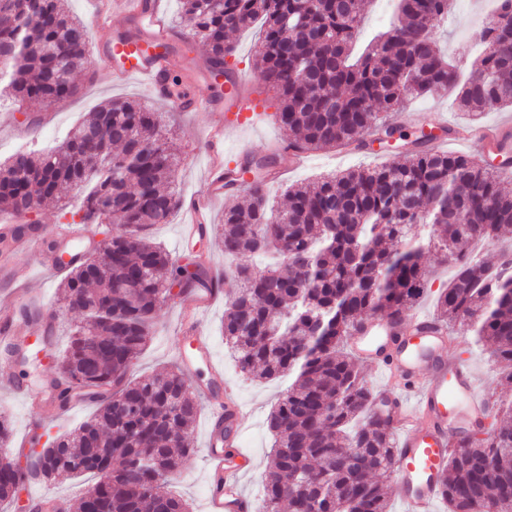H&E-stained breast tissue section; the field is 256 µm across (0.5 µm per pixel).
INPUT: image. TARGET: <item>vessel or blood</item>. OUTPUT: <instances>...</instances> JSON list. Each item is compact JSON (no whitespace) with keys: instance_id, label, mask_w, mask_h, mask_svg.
<instances>
[{"instance_id":"b4317fda","label":"vessel or blood","mask_w":512,"mask_h":512,"mask_svg":"<svg viewBox=\"0 0 512 512\" xmlns=\"http://www.w3.org/2000/svg\"><path fill=\"white\" fill-rule=\"evenodd\" d=\"M116 14L123 16V26H113ZM93 21L112 32L111 38L96 41L92 63L111 70L113 82L137 79L154 96L171 100L179 111L210 110L224 115L223 125L215 127L205 143L212 159L206 190L183 211L182 238L191 240L208 226L212 204L229 192L224 185L225 130L254 128L267 120L268 113L257 96L243 92L245 80L241 77L226 80L223 88L207 97L190 91L177 98L170 96L166 77L175 62L171 48L180 35L167 24L160 0H99ZM92 243L90 231L82 226H32L17 212L0 220V247L33 252L36 265L44 269L63 272L77 266ZM30 303L28 294L18 293L12 304L0 311L1 345L23 341L50 347L52 322L37 324L19 314L20 308ZM353 336L352 349L358 357L380 368L394 365L417 381L408 399L390 402L386 420L400 433L397 495L406 512H431L440 492L437 477L448 462L449 442L489 423L485 395L472 367L448 357V330L433 318L403 313L367 317ZM187 342L177 353L181 367L190 372L200 364L210 366V380L196 391L205 400L217 398L224 373L213 364L207 336L197 329ZM244 417L245 410L235 397L209 416L205 446L214 481L206 512H253L240 487V472L251 462L238 446Z\"/></svg>"}]
</instances>
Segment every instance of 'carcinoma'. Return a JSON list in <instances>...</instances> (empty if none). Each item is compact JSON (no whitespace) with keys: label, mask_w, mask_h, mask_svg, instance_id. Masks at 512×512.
<instances>
[{"label":"carcinoma","mask_w":512,"mask_h":512,"mask_svg":"<svg viewBox=\"0 0 512 512\" xmlns=\"http://www.w3.org/2000/svg\"><path fill=\"white\" fill-rule=\"evenodd\" d=\"M179 2L214 75L228 73L229 35L262 21L254 68L294 150L360 148L367 132L388 149L399 127L383 113L410 97L456 89L468 112L512 106V0H499L464 79L433 39L452 0H396L391 28L353 63L360 0ZM87 42L64 0H0V83L14 109L71 97L74 75L87 69ZM94 129L100 137L85 139ZM428 142L422 132L403 160L291 187L284 208L267 195L277 156L246 157L224 173L229 186L250 175L249 202L224 210L221 225L239 282L225 304L224 339L243 375L292 377L268 417L264 512H389L392 427L372 412L375 394L344 347L363 316L406 311L428 289L412 244L419 225L451 271L436 300L442 320L490 346L512 385V251L495 263L474 252L512 231V186L492 165L430 151ZM179 163L158 113L112 99L59 145L19 150L0 165V211L26 214L73 198L80 224L107 227L102 256L87 257L62 285L66 309L82 319L57 368L58 389H100L102 402L73 434L43 448L41 474L28 473L22 452L0 455V504L32 478L92 472L97 480L76 512H190L168 485L194 452L193 390L177 368L126 381L170 288L208 285L200 264L176 262L147 235L181 204L172 187ZM495 417L493 438L476 431L448 443V512H512V401H499Z\"/></svg>","instance_id":"1"}]
</instances>
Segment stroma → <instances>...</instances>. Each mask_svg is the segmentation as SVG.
<instances>
[{
    "mask_svg": "<svg viewBox=\"0 0 512 512\" xmlns=\"http://www.w3.org/2000/svg\"><path fill=\"white\" fill-rule=\"evenodd\" d=\"M494 13L486 0H453L447 20L436 29L435 41L439 50L456 59L462 69H469L476 53L475 42L479 32L486 26ZM77 94L70 100L48 107L32 106L29 112L13 111L9 102L0 103V162L5 161L19 149H44L57 145L68 132L80 123L88 112L109 100L122 98L150 104L161 112L168 123L171 137L181 156V164L174 173L183 198L199 194L205 183L208 158L204 150V135L209 126L219 124V115L211 112H178L164 100L152 95L138 80L122 84L113 83L109 76L95 68H88L76 79ZM392 119L403 133L389 150H354L351 148H326L308 152L303 166L288 172L269 186L275 203H283V194L294 184L307 183L328 172L344 171L365 166L389 163L410 153L413 141L420 130L437 131L442 125L469 126L468 116L461 112L456 103L455 93L448 92L427 95L405 103L403 109L393 113ZM290 133L278 124H270L256 130L244 132L227 131L224 135V151L237 155L240 148H247L249 155L264 156L279 146L291 141ZM245 193L238 192L225 197L214 205L211 212L212 226L208 235L191 248L179 247L181 214L173 212L167 223L150 228L152 240L171 253L179 254L183 263L195 262L198 255L209 254L208 272L220 273L229 266L224 256L218 226L225 209L244 203ZM421 263L429 278L427 295L416 307L417 312L433 315L434 304L440 288L448 281V269L440 251L429 241H422ZM19 274L16 283L0 285V308L9 306L15 288H24L40 296L44 312L57 324L58 344L48 351L32 345L25 350L24 361L15 363L9 372L0 371V403L11 421L13 442H20L23 436L41 434L43 439H52L73 430L83 421L92 417L96 404H88L68 414L61 422L44 419L41 408H28L25 403L12 399L6 389L8 378H16L24 384L27 393L36 399L42 398L46 388L44 376L54 366L57 354L63 353L68 345V332L78 320L77 314L60 305V286L63 276L46 272L35 267L29 258L16 255L12 259ZM224 320L223 301L214 302L201 315L198 325L211 339L214 357L224 367V378L234 385L236 392L247 410L242 430L241 446L252 455L253 469L243 479L245 493L254 504L262 502V482L267 470L268 451L272 443L266 427V417L285 389L282 380L266 381L242 376L232 355L225 346L222 333ZM181 312L178 300L161 303L153 318L151 334L146 347L138 355L128 372L129 380L168 370L177 362L181 346ZM449 356L469 359L477 381L489 396L504 400L512 398V386L502 378V368L493 359L490 351L475 346L465 328H455L448 344ZM208 408H201L192 428L193 453L186 460L183 469L170 483L173 492L183 496L191 505L192 512H203L210 488L208 465L204 447L208 424Z\"/></svg>",
    "mask_w": 512,
    "mask_h": 512,
    "instance_id": "35a3bbf8",
    "label": "stroma"
}]
</instances>
